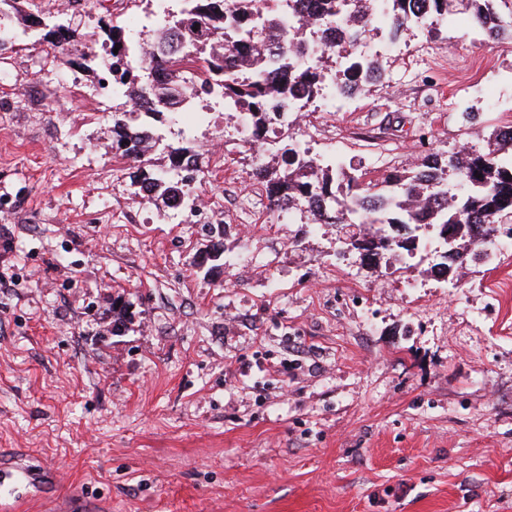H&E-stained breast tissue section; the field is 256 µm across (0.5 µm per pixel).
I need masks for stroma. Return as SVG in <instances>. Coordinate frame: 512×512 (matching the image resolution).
Masks as SVG:
<instances>
[{
    "instance_id": "35a3bbf8",
    "label": "stroma",
    "mask_w": 512,
    "mask_h": 512,
    "mask_svg": "<svg viewBox=\"0 0 512 512\" xmlns=\"http://www.w3.org/2000/svg\"><path fill=\"white\" fill-rule=\"evenodd\" d=\"M155 8L72 17L103 43ZM443 26L369 33L380 81L291 142L374 180L486 148L512 126V45L461 6ZM101 75L35 38L0 59V448L47 471L24 512H512V250L451 290L435 253L337 258L336 225L270 209L233 112L166 125L153 166L189 137L224 231L170 223L112 147L131 103L100 111Z\"/></svg>"
}]
</instances>
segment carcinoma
<instances>
[{
  "label": "carcinoma",
  "instance_id": "cac0c4a2",
  "mask_svg": "<svg viewBox=\"0 0 512 512\" xmlns=\"http://www.w3.org/2000/svg\"><path fill=\"white\" fill-rule=\"evenodd\" d=\"M369 0H322L318 25L338 17L354 18L360 26L349 31L343 43L327 50L321 65L299 69L293 53L305 48L314 29L299 22L286 40L274 38L281 27L285 0H186L173 19L161 25L155 47L182 44L199 54L203 67V87L208 93L210 81L224 83V104L248 111L254 119L253 139H263L268 126L280 120L271 104L300 91L314 102L324 89L325 70L332 63L331 54L341 58L342 69L336 87L361 90L373 82L377 72L374 61L354 52L360 36L388 26L389 36L397 38L419 24L426 25L433 38L441 37L435 21L448 16L453 0H428L430 15H414L416 0H389V13L379 19L370 12ZM475 27L494 41H512V0H464ZM45 25L41 40L68 60L70 52L82 43L79 29L40 21L31 17L30 24ZM198 30H193V27ZM109 40L118 45L112 55L108 73L115 93L136 105H145L157 118L191 105L196 91L188 90L181 80V69L189 56L160 55L153 67L163 78L150 83L133 71L129 64L131 39L119 25L110 26ZM112 147L120 155L142 162L149 146L146 135L134 124L132 113L112 116ZM192 167L185 176L178 167L183 158ZM281 162H259L256 179L263 183L267 198L274 207L288 202L309 214L310 224H341L351 228L350 245L367 250L372 259L391 253H414L419 232L434 228L444 238L448 227L456 229L453 254L444 266L453 270L466 261L481 259L479 243L501 224H512V128L491 133L484 151L469 149L451 156L430 153L411 171H395L381 182L361 181L341 164L322 168L314 159L298 154L286 144L281 148ZM201 173L198 153L187 145L170 147L169 166L159 172L146 173L138 180L150 188V199L169 207L185 196L184 187Z\"/></svg>",
  "mask_w": 512,
  "mask_h": 512
}]
</instances>
